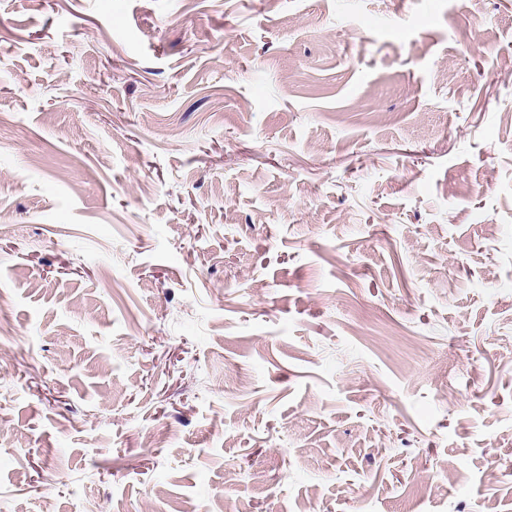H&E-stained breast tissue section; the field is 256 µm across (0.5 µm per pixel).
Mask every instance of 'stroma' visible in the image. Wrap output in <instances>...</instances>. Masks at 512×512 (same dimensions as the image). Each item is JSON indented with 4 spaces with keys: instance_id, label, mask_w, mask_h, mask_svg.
<instances>
[{
    "instance_id": "1",
    "label": "stroma",
    "mask_w": 512,
    "mask_h": 512,
    "mask_svg": "<svg viewBox=\"0 0 512 512\" xmlns=\"http://www.w3.org/2000/svg\"><path fill=\"white\" fill-rule=\"evenodd\" d=\"M512 512V0H0V512Z\"/></svg>"
}]
</instances>
